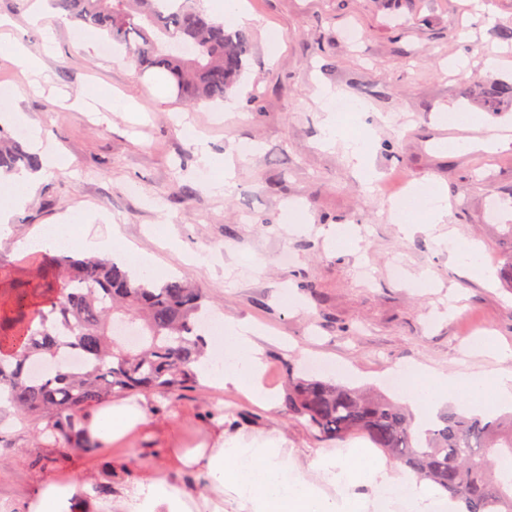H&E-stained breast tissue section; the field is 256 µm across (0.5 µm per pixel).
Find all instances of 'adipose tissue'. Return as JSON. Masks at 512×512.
Segmentation results:
<instances>
[{
    "label": "adipose tissue",
    "mask_w": 512,
    "mask_h": 512,
    "mask_svg": "<svg viewBox=\"0 0 512 512\" xmlns=\"http://www.w3.org/2000/svg\"><path fill=\"white\" fill-rule=\"evenodd\" d=\"M28 141L39 154L41 166L0 177V240L13 239L21 253H56L64 249L83 253L118 252L132 271L153 269L151 255L132 244H115L111 239L77 236L73 224L105 221L99 211L88 209L72 214L69 221L24 238H13L11 218L15 210L34 196L43 177L53 169L67 166V158L43 136L39 126L28 125ZM263 331L240 321L223 324L222 336L205 335L207 354L200 367L201 379L220 388L234 386L248 391L264 407L272 402L260 382ZM411 383L402 390L403 401L416 410L428 412L443 402L458 400L473 413L491 412L512 404V371L501 370L483 377L444 373L418 365L410 370ZM147 423L146 408L139 403H115L96 407L82 416L83 437L91 445L106 448L130 438ZM164 468H140L132 482L120 485L98 500L79 496L76 479L44 482L29 501L27 512H363L357 496L328 495L323 486L288 467V451L270 439L260 447L236 439H225L223 429H213L206 442L192 448H170ZM322 470L326 483L344 485L381 475L383 482L397 481L384 461L360 449L344 457L326 453ZM188 472L201 483L200 493L192 494L174 484L170 476ZM409 493L396 502V512H457V504L438 499L431 484L409 479Z\"/></svg>",
    "instance_id": "obj_1"
}]
</instances>
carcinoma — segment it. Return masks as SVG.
<instances>
[{"mask_svg": "<svg viewBox=\"0 0 512 512\" xmlns=\"http://www.w3.org/2000/svg\"><path fill=\"white\" fill-rule=\"evenodd\" d=\"M87 33H104L138 64L165 72L188 104L222 101L240 82L250 43L196 0H54ZM38 156L0 132V173L39 167ZM43 282L17 289L0 311V400L85 452L81 414L115 396L177 398L198 381L208 322L203 289L132 275L109 258L37 254ZM84 357L76 369L67 354ZM288 417L318 438L363 436L417 478L439 486L463 512H512V414L442 412L424 432L408 409L288 364Z\"/></svg>", "mask_w": 512, "mask_h": 512, "instance_id": "1", "label": "carcinoma"}]
</instances>
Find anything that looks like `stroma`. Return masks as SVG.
Listing matches in <instances>:
<instances>
[{
    "label": "stroma",
    "mask_w": 512,
    "mask_h": 512,
    "mask_svg": "<svg viewBox=\"0 0 512 512\" xmlns=\"http://www.w3.org/2000/svg\"><path fill=\"white\" fill-rule=\"evenodd\" d=\"M252 50L223 103L185 105L155 71L123 50L76 37L67 18L50 12L40 24L29 7L0 0L13 20L0 36V98L38 124L70 160L15 211L16 236L39 233L70 212H107L108 224L76 231L124 241L154 257L156 281L187 277L207 290L223 318L261 328L263 366L276 401L268 410L240 390L197 384L168 400L146 402L149 426L126 445L89 454L73 449L12 412L0 411V512H26L44 480L91 475L88 496L106 482L133 480L139 467L162 464L174 442L193 447L216 424L225 437L283 441L290 462L316 478L320 455L371 450L362 437L322 441L291 420L282 402L288 363L329 366L336 381L385 389L396 367L427 365L446 373L512 370L476 348L486 335L512 344V288H488L448 251L455 236L480 243L501 267L512 251V137L493 152L448 153L441 140L512 128V99H489L491 85H512V0H243ZM21 41L46 65L51 89L33 93L15 65L8 39ZM507 60L498 73L484 61ZM330 89L361 103L364 160L373 180L355 171L342 145L325 142L328 114L319 93ZM102 91L131 97L138 115L69 99ZM470 111L479 129L448 123L453 108ZM205 135L215 155L235 161L234 185L205 187L188 130ZM415 187L420 197L448 194L443 223L402 230L390 193ZM297 207L302 220L286 223ZM350 225L357 240L324 233ZM402 268L395 277L394 268ZM427 287H418L420 277ZM224 412L211 417L212 409Z\"/></svg>",
    "instance_id": "35a3bbf8"
}]
</instances>
